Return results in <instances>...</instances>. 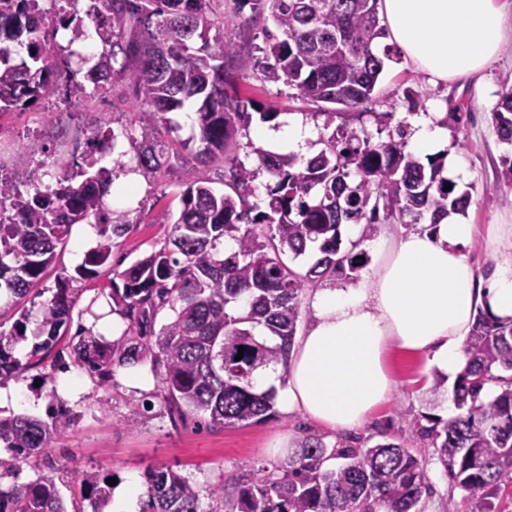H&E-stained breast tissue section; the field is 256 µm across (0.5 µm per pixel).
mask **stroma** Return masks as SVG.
I'll use <instances>...</instances> for the list:
<instances>
[{
    "label": "stroma",
    "instance_id": "1",
    "mask_svg": "<svg viewBox=\"0 0 512 512\" xmlns=\"http://www.w3.org/2000/svg\"><path fill=\"white\" fill-rule=\"evenodd\" d=\"M224 34L243 45V59L238 64L234 80L242 100L254 101L256 106L274 112L272 127L282 126L294 116L321 131V120L315 119L316 104L300 99L296 88L262 79L261 45L263 24L245 29L233 10V0H224ZM88 48L77 51L64 63V71L54 94L41 100L31 111L0 114V136L14 142L13 150L5 156L6 173L24 180L31 176L34 166H41L43 181L54 184L59 168L61 141L82 144L93 129L117 130L127 124L137 108L131 90H114L89 99L76 92L88 69L87 58L101 49L92 27H85ZM512 88V41L507 42L497 60L481 77L467 82H436L417 71L401 52H394L387 62L376 87L372 112L393 113L395 120L407 121L410 116L406 93L418 91L428 112H460V123L448 127V147L467 162L471 178L463 190L471 194L467 221L477 227L474 238L464 245L463 252L478 268L486 272L492 265L491 252L484 240L490 224H512V187L498 180L501 158L512 153V147L498 141L491 113L502 91ZM39 139L43 151L31 158L25 146ZM182 174L171 170L151 180H141L137 199L123 197L119 188H112L105 198L107 210L126 212L132 228L112 263L118 269L127 268L134 260L160 248L168 226L179 207L183 191ZM80 290L73 311L71 330L93 328L104 341L112 339V318L109 314L107 288L110 279L100 276L79 283ZM396 380L395 391L385 405L374 411L361 427L343 433L320 427L300 413H277L275 418L244 426L210 428L203 420L187 417L171 422L158 398L157 388L130 393L121 374H114L113 385L98 387L94 377L78 368L61 372L54 356H47L37 368L25 371L18 379L1 386L17 398L0 405V417L24 414L46 418L52 399L45 375H53L59 395L80 417L73 428L56 436L48 458L41 470L21 464V479L35 477L37 472H51L70 467L109 473L118 481L143 479L149 469H173L188 476L197 486L205 488L222 482L233 485L237 479L265 466L282 464L275 455L280 439L295 444L306 434H316L327 444L350 436L375 444L399 442L407 437V420L423 415L443 419L455 415L452 387L431 392L423 375L424 358H393L390 362ZM428 476L430 493L424 498V512H481L482 494H471L456 487L447 477L444 467L428 444L415 450Z\"/></svg>",
    "mask_w": 512,
    "mask_h": 512
}]
</instances>
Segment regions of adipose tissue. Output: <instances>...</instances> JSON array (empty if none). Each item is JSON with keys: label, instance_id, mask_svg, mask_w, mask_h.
I'll return each mask as SVG.
<instances>
[{"label": "adipose tissue", "instance_id": "1", "mask_svg": "<svg viewBox=\"0 0 512 512\" xmlns=\"http://www.w3.org/2000/svg\"><path fill=\"white\" fill-rule=\"evenodd\" d=\"M390 38L419 71L442 80L474 77L512 39L504 0H383ZM448 130L428 117L411 145L443 155V177L459 183L465 162L447 151ZM474 225L449 214L429 231L373 243L369 274L343 287L308 291L309 324L286 370L257 372V390L276 388L285 412H300L328 430L351 429L387 402L395 388L389 355L422 356L425 369L454 379L478 310L512 321V225L492 224L486 240L495 265L483 281L462 252Z\"/></svg>", "mask_w": 512, "mask_h": 512}]
</instances>
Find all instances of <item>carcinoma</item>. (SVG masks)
<instances>
[{
    "mask_svg": "<svg viewBox=\"0 0 512 512\" xmlns=\"http://www.w3.org/2000/svg\"><path fill=\"white\" fill-rule=\"evenodd\" d=\"M0 112L36 105L55 86L58 64L50 63L48 26L69 28L71 13H51L39 0H0ZM87 12L102 52L77 89L101 95L132 87L140 108L124 135L134 140V166L146 179L169 168L170 151L161 132L172 130L167 114L200 102L193 132L181 147L195 163L222 167L224 193H216L192 167L185 169L181 207L164 245L122 271L110 264L112 250L130 230L126 214L105 211L113 170L87 161L74 174L64 169L55 185L26 188L0 179V292L8 300L0 314L16 317L10 329L0 321V383L41 365L66 336L76 302L70 282L112 275L109 298L126 328L116 341L98 340L81 328L68 342L71 362L103 379L135 364L163 367L158 391L170 417L197 416L210 426L232 427L274 415L275 392L255 390V374L287 366L306 292L323 281L346 280L360 269V242L342 248L341 226L364 224L361 239L381 224L411 229L424 220L436 224L452 209L466 213L471 194L453 195L440 176L441 160L423 164L406 150L399 124L384 141L365 133V123L381 125L387 112H348L373 99L384 58L373 49L385 36L379 0H235L236 12L251 5L246 26L268 16L262 72L267 82H283L302 99L329 106L323 129L325 148L297 167L291 153L249 144L252 168L237 160L239 128L252 119L239 94L227 86L238 44L215 27L213 0H90ZM27 38V57L14 44ZM498 140L512 146V90L501 94L491 113ZM270 181L259 198L260 173ZM96 224L99 240L75 269L59 274L56 291L43 305L41 331L24 358L16 347L26 340L27 296L52 267L70 227ZM237 248L224 254V239ZM310 246L320 257L298 271L282 255L297 259ZM166 321L156 326L160 314ZM278 338L271 343L258 333ZM243 357L235 360L238 347ZM467 364L457 378L450 420L425 415L408 423L402 442L369 448L303 437L275 470L262 467L238 479L206 488L224 512H422L429 494L426 473L414 444L430 442L446 475L460 489L489 494L512 482V324L480 311L466 344ZM45 422L29 416L0 418V446L24 462L46 455L55 435L75 421L73 409L56 398ZM0 483V512H68L55 477L23 481L11 468ZM142 512H215L202 507L201 490L173 471L145 475ZM97 472L73 469L67 483L89 502L91 512H108L112 485Z\"/></svg>",
    "mask_w": 512,
    "mask_h": 512,
    "instance_id": "1",
    "label": "carcinoma"
}]
</instances>
